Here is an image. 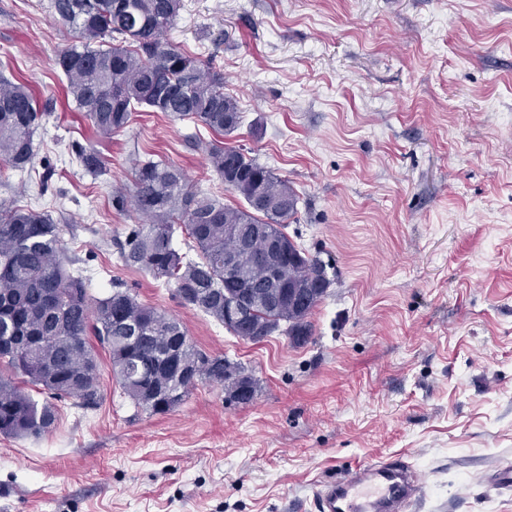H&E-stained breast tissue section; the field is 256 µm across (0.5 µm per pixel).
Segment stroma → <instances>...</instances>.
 Wrapping results in <instances>:
<instances>
[{"label":"stroma","mask_w":512,"mask_h":512,"mask_svg":"<svg viewBox=\"0 0 512 512\" xmlns=\"http://www.w3.org/2000/svg\"><path fill=\"white\" fill-rule=\"evenodd\" d=\"M48 4L0 0V73L47 102L32 164L0 162V200L51 212L92 296L123 284L255 394L200 384L140 412L101 355L96 410L67 400L40 438L0 435V512H319L323 483L394 459L422 478L409 512H512L490 481L512 468V0H183L168 39L223 73L242 116L226 144L299 193L287 233L331 280L299 346L243 341L122 264L140 220L112 198L136 160L243 200L192 121L139 112L96 137L55 61L75 34ZM74 143L106 171L85 173Z\"/></svg>","instance_id":"obj_1"}]
</instances>
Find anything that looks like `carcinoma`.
<instances>
[{"label": "carcinoma", "instance_id": "1", "mask_svg": "<svg viewBox=\"0 0 512 512\" xmlns=\"http://www.w3.org/2000/svg\"><path fill=\"white\" fill-rule=\"evenodd\" d=\"M52 18L77 33L56 64L67 78L75 107L103 138L126 128L143 108L191 120L219 136L241 123L237 100L224 92V76L166 38L182 0H50ZM45 115L22 83L0 74V162L16 169L32 163L34 135ZM211 168L244 207L224 204L189 188L184 173L163 160H139L133 169V195L119 193L115 205L131 204L143 226L133 230L118 253L126 266L138 267L175 285L184 306L214 318L233 335L238 325L224 318V307L244 290L260 289L266 277L257 260L260 228L292 250L281 267V288L253 298L244 316L270 336L285 334L300 345L312 335L309 317L324 299L330 280L321 261L306 255L285 232L298 213L300 196L273 170L247 156L244 149L220 140L198 141ZM77 159L96 176L107 160L80 147ZM191 239L183 252L173 244L176 232ZM61 229L46 211L0 201V363L5 362L49 395L44 401L0 378V435L36 437L53 429L57 403L67 399L85 410L96 409L99 388L96 347L105 350L122 393L134 406L165 414L186 401L196 385L220 384L236 403L252 400V378L222 356H210L187 343L184 356L196 365L190 380L172 371L167 352L183 324L144 305L120 285L104 298L90 295L86 279L62 244ZM197 252V258L190 251ZM238 252L235 268L224 273V254ZM137 334L131 345L124 337Z\"/></svg>", "mask_w": 512, "mask_h": 512}]
</instances>
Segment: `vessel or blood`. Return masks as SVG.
I'll return each instance as SVG.
<instances>
[{
	"instance_id": "1",
	"label": "vessel or blood",
	"mask_w": 512,
	"mask_h": 512,
	"mask_svg": "<svg viewBox=\"0 0 512 512\" xmlns=\"http://www.w3.org/2000/svg\"><path fill=\"white\" fill-rule=\"evenodd\" d=\"M421 486L404 462H381L356 469L325 485L321 512H402Z\"/></svg>"
}]
</instances>
